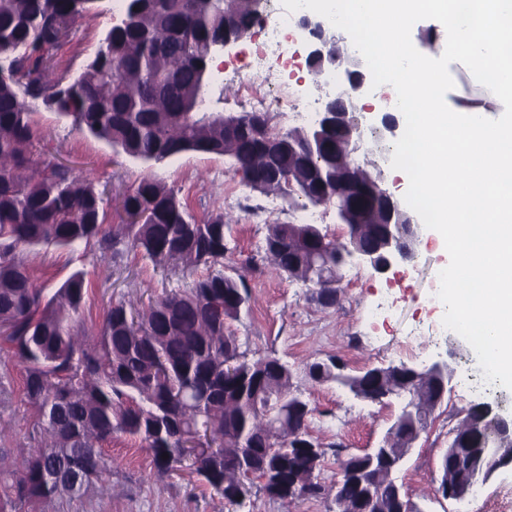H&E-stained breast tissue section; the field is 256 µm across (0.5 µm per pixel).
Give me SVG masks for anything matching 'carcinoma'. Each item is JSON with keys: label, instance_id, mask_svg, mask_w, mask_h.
I'll return each mask as SVG.
<instances>
[{"label": "carcinoma", "instance_id": "carcinoma-1", "mask_svg": "<svg viewBox=\"0 0 512 512\" xmlns=\"http://www.w3.org/2000/svg\"><path fill=\"white\" fill-rule=\"evenodd\" d=\"M126 0L130 23L109 29L73 79L54 72L48 51L80 19L99 13L98 0H0V336L24 370L22 394L43 438L0 469V512H45L59 500L112 488L104 445L125 438L146 450L160 475L187 474L242 508L253 490L272 499L333 496L338 512H363L368 492L391 507L406 500L393 477L397 460L432 424L439 391L404 363L371 366L356 375L319 376L355 397L376 400L387 385L415 389L416 414L400 412L386 446L339 460L340 476L325 484L324 450L308 433L314 409L293 388V371L270 355L248 357L230 321L249 310L242 280L224 273V214L195 218L178 190L144 176L121 200L124 224L110 232L105 190L69 169L31 155L32 103L61 112L75 128L142 162L182 153L229 156L234 173L268 188L295 173L288 153L294 130L276 128L268 112H239L226 126L208 116L203 98L209 48L229 30L249 32L262 0ZM379 200L344 239L312 224H270L265 253L289 278L336 298V248L371 249L385 229ZM88 250L96 245L118 265L132 252L153 266L183 265L206 274L172 288L139 313L112 301L99 329L78 331L88 288L73 272L51 296L43 293L18 252L38 246ZM492 404L472 405L439 460L437 492L461 501L492 454L512 456V434L500 429ZM168 458H162L163 454ZM65 469L49 482V472Z\"/></svg>", "mask_w": 512, "mask_h": 512}]
</instances>
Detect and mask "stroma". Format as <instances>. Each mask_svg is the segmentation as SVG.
I'll list each match as a JSON object with an SVG mask.
<instances>
[{
  "instance_id": "35a3bbf8",
  "label": "stroma",
  "mask_w": 512,
  "mask_h": 512,
  "mask_svg": "<svg viewBox=\"0 0 512 512\" xmlns=\"http://www.w3.org/2000/svg\"><path fill=\"white\" fill-rule=\"evenodd\" d=\"M114 17L112 10L80 20L66 40L55 46L50 57L57 73L78 72L97 51ZM259 32L225 52L222 62L229 75L223 86L213 87L207 107L213 112H242V87L232 71H248L255 63ZM32 157L35 162H54L70 168L77 180L92 179L109 184L121 193L146 175L154 176L179 191L180 199L199 218L220 211L231 230L226 234L224 269L244 280L250 295V310L240 320L229 322L228 331L241 348L256 355L273 354L294 371L293 382L314 413L308 421L311 437L325 451L323 482L336 478L337 460L350 453L377 447L400 409L397 399L385 404L365 402L333 383H317L307 374L316 361L336 359L346 373L356 374L378 364L406 363L421 367L451 359L453 367L476 365L469 343L452 334L440 340L435 324L441 316L428 289L447 258L430 249L419 252L410 263L380 274L367 266L349 265L343 271L341 297L332 306L321 305L311 286L298 279L276 275L265 256L267 227L296 220L298 213L288 196H279V206L266 219L257 213L269 198L243 184L224 157L188 153L161 164H144L75 129L70 121L44 105L33 116ZM23 261L45 295H52L74 271L85 274L88 299L82 322L99 327L110 302H135L162 295L166 290L190 283V272L153 267L140 256H128L121 267L92 253L69 252L53 246L25 249ZM22 367L16 363L10 344L0 339V427L8 434L0 439V467L10 466L20 449L33 445L38 436L28 407L22 402ZM500 406L512 415V390L498 388L486 394L454 386L434 422L406 457L398 480L403 484L415 512H494L502 499L512 497V469L495 473L478 485L464 502L443 499L437 493L438 461L448 446L449 433L476 403ZM113 460L112 492L88 494L64 507L49 506L46 512H334L332 501L299 499L291 504L270 500L254 492L244 508L234 509L224 498L199 486L186 476L157 478L148 453L129 446L124 439L105 448Z\"/></svg>"
}]
</instances>
